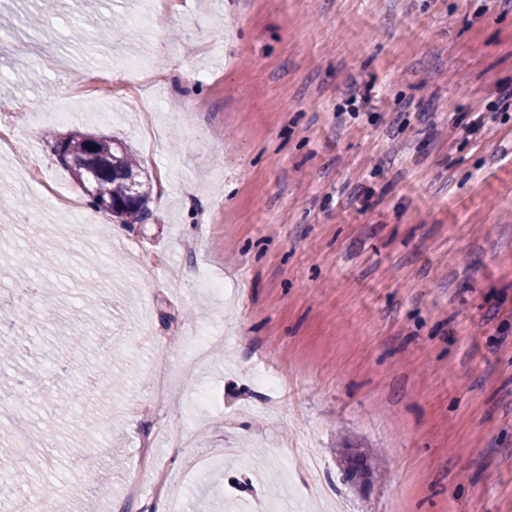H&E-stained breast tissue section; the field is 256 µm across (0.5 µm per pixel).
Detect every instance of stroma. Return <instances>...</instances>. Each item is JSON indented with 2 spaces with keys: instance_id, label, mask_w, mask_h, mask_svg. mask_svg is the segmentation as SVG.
Masks as SVG:
<instances>
[{
  "instance_id": "obj_1",
  "label": "stroma",
  "mask_w": 512,
  "mask_h": 512,
  "mask_svg": "<svg viewBox=\"0 0 512 512\" xmlns=\"http://www.w3.org/2000/svg\"><path fill=\"white\" fill-rule=\"evenodd\" d=\"M146 7L0 0V126L43 178L0 153V312L18 256L51 283L40 315L0 323L30 339L0 398L20 380L32 403L0 434L53 440L26 495L209 512L229 488L232 512H304L307 443L319 512H512V0H180L135 27ZM130 58L161 77L154 109L122 89ZM353 84L370 98L341 114ZM72 131L131 145L144 223L86 205L53 151ZM253 367L284 382V413Z\"/></svg>"
}]
</instances>
